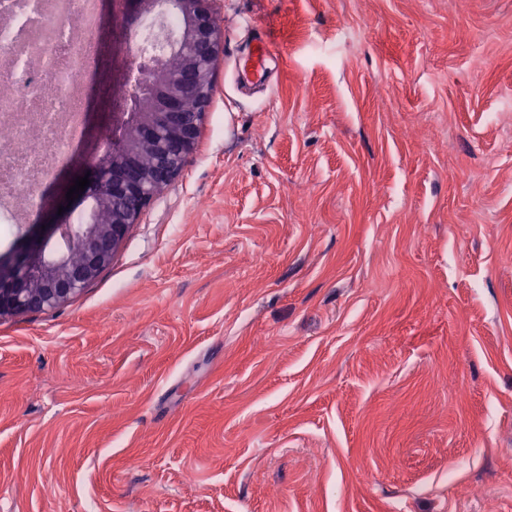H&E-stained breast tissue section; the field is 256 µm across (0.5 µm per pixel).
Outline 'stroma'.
I'll use <instances>...</instances> for the list:
<instances>
[{"label":"stroma","instance_id":"35a3bbf8","mask_svg":"<svg viewBox=\"0 0 512 512\" xmlns=\"http://www.w3.org/2000/svg\"><path fill=\"white\" fill-rule=\"evenodd\" d=\"M220 25L183 172L0 320V512H512V0Z\"/></svg>","mask_w":512,"mask_h":512}]
</instances>
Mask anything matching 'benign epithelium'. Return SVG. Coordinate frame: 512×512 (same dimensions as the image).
<instances>
[{
    "instance_id": "7a95c632",
    "label": "benign epithelium",
    "mask_w": 512,
    "mask_h": 512,
    "mask_svg": "<svg viewBox=\"0 0 512 512\" xmlns=\"http://www.w3.org/2000/svg\"><path fill=\"white\" fill-rule=\"evenodd\" d=\"M118 4L130 22L119 25L117 11L106 12L104 29H112V53L136 59L126 66L132 92L122 102L101 96L112 108V145L77 162L90 184L76 201H62V214L22 225L13 250L0 256L1 319L61 307L95 281L197 149L223 46L215 22L222 0H112ZM171 17L180 20L175 32L165 27ZM147 153L149 169L141 165ZM76 217L85 223L74 224Z\"/></svg>"
}]
</instances>
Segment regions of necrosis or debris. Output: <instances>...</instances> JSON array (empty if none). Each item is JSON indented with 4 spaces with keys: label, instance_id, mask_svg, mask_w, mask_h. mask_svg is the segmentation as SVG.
<instances>
[{
    "label": "necrosis or debris",
    "instance_id": "1",
    "mask_svg": "<svg viewBox=\"0 0 512 512\" xmlns=\"http://www.w3.org/2000/svg\"><path fill=\"white\" fill-rule=\"evenodd\" d=\"M103 23L95 0H0V234L41 206L67 160Z\"/></svg>",
    "mask_w": 512,
    "mask_h": 512
}]
</instances>
